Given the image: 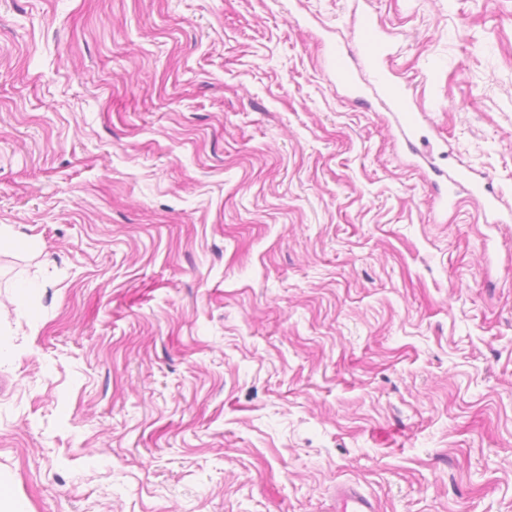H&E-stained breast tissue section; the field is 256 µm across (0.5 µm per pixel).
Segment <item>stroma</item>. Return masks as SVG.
Returning <instances> with one entry per match:
<instances>
[{"instance_id":"obj_1","label":"stroma","mask_w":512,"mask_h":512,"mask_svg":"<svg viewBox=\"0 0 512 512\" xmlns=\"http://www.w3.org/2000/svg\"><path fill=\"white\" fill-rule=\"evenodd\" d=\"M370 11L413 147L327 66ZM512 0H0V481L26 512H512ZM459 189H465L471 196L481 199L486 223L510 224L512 222V212L500 208L498 191L487 179L484 181L475 179L467 168L457 169L452 175L445 177L442 185L437 186V196L444 208L447 209L448 205L451 207L457 205ZM374 501L357 486L339 484L336 487V512H375Z\"/></svg>"}]
</instances>
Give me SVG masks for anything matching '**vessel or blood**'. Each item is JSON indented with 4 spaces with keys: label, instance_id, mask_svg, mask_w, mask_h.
Segmentation results:
<instances>
[{
    "label": "vessel or blood",
    "instance_id": "vessel-or-blood-1",
    "mask_svg": "<svg viewBox=\"0 0 512 512\" xmlns=\"http://www.w3.org/2000/svg\"><path fill=\"white\" fill-rule=\"evenodd\" d=\"M360 28L363 35L360 53L373 69L371 88L380 98L384 108L391 113L400 133L410 135L418 127L420 115L412 104L407 86L395 79L383 66L390 55V45L384 31L375 16L369 12L362 15ZM330 67L345 90L352 96H361L362 88L348 66L344 50H333ZM462 189L467 190L471 196L481 199L483 214L491 223L512 222V212L500 207L498 191L488 181L475 179L468 169L460 168L452 175L446 176L442 185L437 188V195L443 205L453 207L457 205V195ZM336 512H376V507L374 501L357 486L340 484L336 487Z\"/></svg>",
    "mask_w": 512,
    "mask_h": 512
}]
</instances>
